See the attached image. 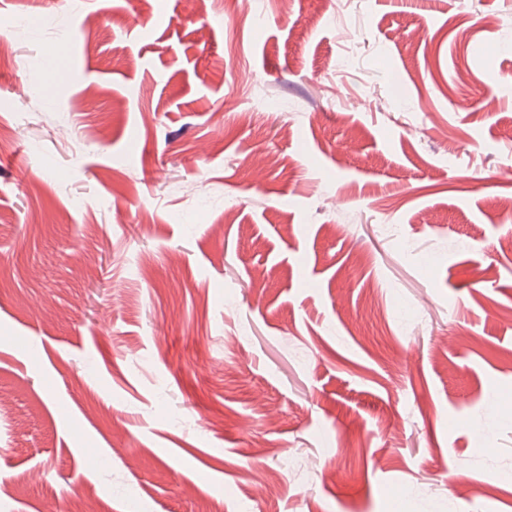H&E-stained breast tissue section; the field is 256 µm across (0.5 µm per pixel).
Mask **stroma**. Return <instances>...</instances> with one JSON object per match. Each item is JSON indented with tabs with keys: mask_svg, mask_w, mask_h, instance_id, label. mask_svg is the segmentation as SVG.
I'll use <instances>...</instances> for the list:
<instances>
[{
	"mask_svg": "<svg viewBox=\"0 0 512 512\" xmlns=\"http://www.w3.org/2000/svg\"><path fill=\"white\" fill-rule=\"evenodd\" d=\"M1 24L0 512H512V0Z\"/></svg>",
	"mask_w": 512,
	"mask_h": 512,
	"instance_id": "35a3bbf8",
	"label": "stroma"
}]
</instances>
